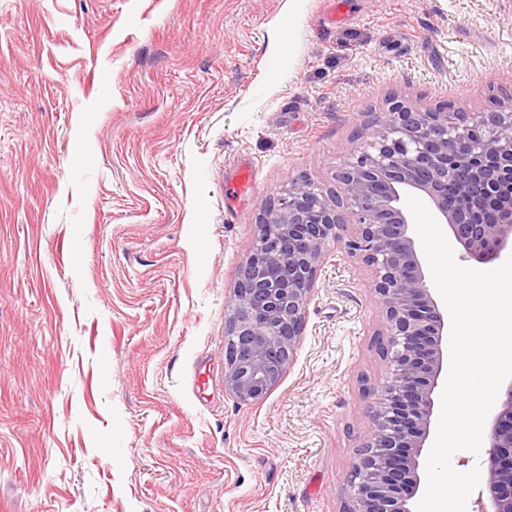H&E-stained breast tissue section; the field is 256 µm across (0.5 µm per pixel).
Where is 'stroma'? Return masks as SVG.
<instances>
[{"label":"stroma","instance_id":"1","mask_svg":"<svg viewBox=\"0 0 512 512\" xmlns=\"http://www.w3.org/2000/svg\"><path fill=\"white\" fill-rule=\"evenodd\" d=\"M511 86L512 0H0V512H342L383 308L329 246L293 364L231 396L258 217L390 98Z\"/></svg>","mask_w":512,"mask_h":512}]
</instances>
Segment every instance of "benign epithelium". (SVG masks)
Instances as JSON below:
<instances>
[{
  "instance_id": "7a95c632",
  "label": "benign epithelium",
  "mask_w": 512,
  "mask_h": 512,
  "mask_svg": "<svg viewBox=\"0 0 512 512\" xmlns=\"http://www.w3.org/2000/svg\"><path fill=\"white\" fill-rule=\"evenodd\" d=\"M498 112L419 109L392 99L376 132L352 145L336 186L300 176L259 217L224 329V388L263 398L293 362L325 248L340 242L371 275L385 309L387 375L370 389L375 428L360 445L343 512H414L415 471L444 368L445 318L432 295L404 201L426 196L440 223L477 262L512 255V90ZM455 194L448 195V185ZM355 227L347 237L340 230ZM491 512H512V382L489 428Z\"/></svg>"
}]
</instances>
